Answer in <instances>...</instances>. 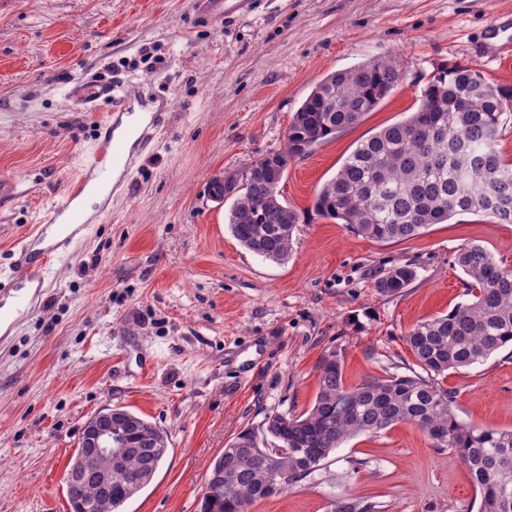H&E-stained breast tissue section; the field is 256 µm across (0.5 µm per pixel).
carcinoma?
I'll list each match as a JSON object with an SVG mask.
<instances>
[{
  "instance_id": "1",
  "label": "carcinoma",
  "mask_w": 512,
  "mask_h": 512,
  "mask_svg": "<svg viewBox=\"0 0 512 512\" xmlns=\"http://www.w3.org/2000/svg\"><path fill=\"white\" fill-rule=\"evenodd\" d=\"M403 77L393 60H377L334 73L312 90L288 126L286 147L224 176L215 190L233 199V237L272 261L288 258L298 212L279 199L281 157L309 152L323 140L374 111ZM512 88L499 86L468 65L436 67L408 119L361 141L313 201L321 217L349 225L379 242L422 234L457 215L483 214L512 224V165L497 149L501 116ZM454 264L466 275L468 299L445 315L416 324L405 335L413 365L409 375L371 377L346 385L336 351L318 364L317 392L309 410L269 415L258 430L244 429L208 471L201 512H247L286 485L317 470L346 440L376 434L398 423L416 425L436 448L463 462L480 498L479 512H512V429L468 423L455 413V392L441 379L450 371L486 361L512 346V271L479 244L461 247ZM415 279L408 265L391 267L377 282L396 295ZM112 419L127 427L128 448L119 464L105 456L70 466L112 468V483L67 486L72 512H119L152 481L166 453L167 435L123 408ZM285 477L271 480L269 465ZM224 469L217 485L212 474Z\"/></svg>"
}]
</instances>
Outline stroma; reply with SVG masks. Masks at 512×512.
<instances>
[{"label": "stroma", "mask_w": 512, "mask_h": 512, "mask_svg": "<svg viewBox=\"0 0 512 512\" xmlns=\"http://www.w3.org/2000/svg\"><path fill=\"white\" fill-rule=\"evenodd\" d=\"M512 0H251L203 21L197 0H0V512H71L64 473L85 422L122 406L164 429L167 454L121 512H200L225 445L270 414L307 411L329 351L344 380L407 374L417 322L465 299L459 248L477 243L512 270V224L464 214L412 239L378 242L313 209L357 144L409 117L436 66L494 79L484 36ZM394 59L403 79L357 124L289 164L280 192L300 222L288 259L239 245L231 202L209 185L285 145L288 125L329 74ZM112 82L170 111L36 288L18 266L68 186L101 155L110 112L70 85ZM416 272L379 292L390 267ZM460 420L512 428V350L450 373ZM477 512L465 466L410 423L341 444L310 475L249 512ZM415 276V271L409 265L393 266L378 280L377 288L383 293L396 295L407 288Z\"/></svg>", "instance_id": "obj_1"}]
</instances>
